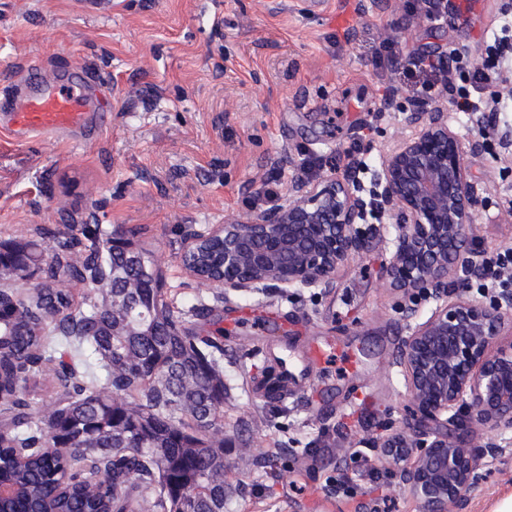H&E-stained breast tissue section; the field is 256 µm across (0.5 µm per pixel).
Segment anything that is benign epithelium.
<instances>
[{
    "mask_svg": "<svg viewBox=\"0 0 512 512\" xmlns=\"http://www.w3.org/2000/svg\"><path fill=\"white\" fill-rule=\"evenodd\" d=\"M412 129L384 153L373 173L378 215L395 217L386 282L408 299L396 363L403 369L411 410L404 427L377 445L395 486L420 512H463L482 493L479 471L501 456L487 430H512V289L478 298L467 280L485 269L472 224L489 187L471 179L448 108L430 100L403 113ZM368 204L351 177L333 173L296 180L283 200L246 218L227 219L189 237L183 258L207 240L224 243L222 275L185 269L209 288H328L350 260L385 238L384 225L360 227ZM434 302L417 321L414 300Z\"/></svg>",
    "mask_w": 512,
    "mask_h": 512,
    "instance_id": "1",
    "label": "benign epithelium"
}]
</instances>
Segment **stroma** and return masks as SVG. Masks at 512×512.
Segmentation results:
<instances>
[{
	"label": "stroma",
	"mask_w": 512,
	"mask_h": 512,
	"mask_svg": "<svg viewBox=\"0 0 512 512\" xmlns=\"http://www.w3.org/2000/svg\"><path fill=\"white\" fill-rule=\"evenodd\" d=\"M108 17L79 0H0V96L28 63L52 79L70 67L108 88L109 120L91 140L18 142L0 131V241L38 237L41 228L104 224L146 242L165 273L168 302L187 327L222 335L224 434L234 453L227 482L240 492L227 512H418L393 483L372 484L353 469L387 468L368 437L400 426L409 402L394 363L407 334L402 295L382 284L390 244L351 261L327 288L241 294L201 286L181 256L189 235L253 215L254 187L270 172L287 198L303 158L330 157L362 144L369 166L407 133L401 112L416 107L420 79L397 73L400 112L383 110L376 65L384 40L400 55H478L491 30L512 24L502 0H473L468 23L424 20L413 37L417 0H115ZM473 180L491 186L473 236L491 253L512 246V161L468 155ZM318 336L333 352L314 388L283 401L256 398L250 376L264 374L260 350L271 336L252 331L270 312ZM507 450L479 473L483 492L466 512H493L512 492ZM287 449L288 466L263 471L257 457ZM350 472L357 495L329 492Z\"/></svg>",
	"instance_id": "stroma-1"
}]
</instances>
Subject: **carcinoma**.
Here are the masks:
<instances>
[{
    "instance_id": "1",
    "label": "carcinoma",
    "mask_w": 512,
    "mask_h": 512,
    "mask_svg": "<svg viewBox=\"0 0 512 512\" xmlns=\"http://www.w3.org/2000/svg\"><path fill=\"white\" fill-rule=\"evenodd\" d=\"M213 241L199 268L218 266ZM42 282L28 288L34 272ZM0 374L9 417L0 433V482H18L13 512H224V346L186 327L164 298L150 251L100 224H75L47 262L33 240L0 242ZM88 288L79 302L69 288ZM68 377L64 395L32 416L13 401L46 363ZM119 396L94 387L95 371ZM39 443L19 464L15 443ZM101 462L103 471L91 467Z\"/></svg>"
}]
</instances>
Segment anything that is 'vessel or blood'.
I'll return each mask as SVG.
<instances>
[{"mask_svg": "<svg viewBox=\"0 0 512 512\" xmlns=\"http://www.w3.org/2000/svg\"><path fill=\"white\" fill-rule=\"evenodd\" d=\"M94 93L92 80L82 69L68 70L58 80L49 81L37 66H25L19 90L0 97V129L17 141L88 139L105 122ZM326 356L325 346L310 343L304 352L279 360L277 378L287 382L299 367L319 365Z\"/></svg>", "mask_w": 512, "mask_h": 512, "instance_id": "vessel-or-blood-1", "label": "vessel or blood"}]
</instances>
